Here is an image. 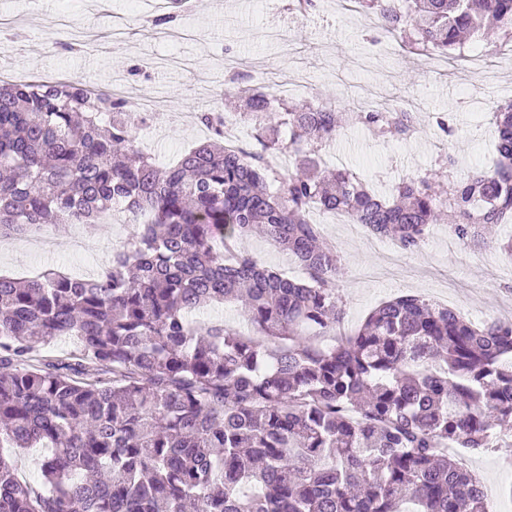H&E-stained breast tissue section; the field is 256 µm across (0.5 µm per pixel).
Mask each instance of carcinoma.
<instances>
[{"label":"carcinoma","mask_w":512,"mask_h":512,"mask_svg":"<svg viewBox=\"0 0 512 512\" xmlns=\"http://www.w3.org/2000/svg\"><path fill=\"white\" fill-rule=\"evenodd\" d=\"M355 4L416 55L494 23L512 41V0ZM232 81L259 148L227 146L214 105L196 115L212 137L171 167L140 149L130 102L0 81V238L114 212L135 226L93 277L0 275V448L46 449L48 486L0 453V512H486L485 483L448 446L512 436V322L406 295L337 338L336 247L308 215L342 211L412 253L445 208L448 234L481 245L512 223V99L492 113L493 170L459 178L442 154L381 195L326 171L322 151L346 126L407 139L420 113L285 104ZM256 229L306 277L241 250ZM229 301L253 333L192 318ZM61 336L75 355L35 358Z\"/></svg>","instance_id":"obj_1"}]
</instances>
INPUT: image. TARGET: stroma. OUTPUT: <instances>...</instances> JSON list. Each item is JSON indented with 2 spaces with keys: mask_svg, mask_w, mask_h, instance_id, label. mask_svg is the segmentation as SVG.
<instances>
[{
  "mask_svg": "<svg viewBox=\"0 0 512 512\" xmlns=\"http://www.w3.org/2000/svg\"><path fill=\"white\" fill-rule=\"evenodd\" d=\"M0 17L9 23L0 33V56L15 71L74 77L103 88L120 73L133 98L164 101L165 112L151 114L138 131L144 149L163 163L205 139L196 113L216 101L225 112L234 110L229 77L236 70L259 85L298 75L306 83L301 99L340 111L358 107L362 95L374 93L386 104L409 100L419 112L447 115L453 132L442 144L427 127L410 139L389 142L355 127L331 144L346 169L382 192L405 176L434 169L443 152L461 169L490 168L493 135L480 126L475 110L490 111L512 99V73L490 81L438 52L404 59L385 52L386 39L372 16L340 12L336 0H318L308 13L296 10L294 0H192L171 27L152 26L131 0L73 6L64 0H0ZM85 32L91 45L64 49V39ZM311 219L340 257L339 293L348 329L358 328L381 302L405 294L453 308L476 324L512 308V294L493 282L494 274L512 270V258L499 247L512 235V224L494 227L476 251L449 248L446 226L436 224L417 252L391 261L357 225L331 223L320 212ZM131 231L119 214L89 230L63 224L31 238L0 240V272L32 278L51 268L92 275ZM457 455L464 468L495 487L487 512H512V447L461 448Z\"/></svg>",
  "mask_w": 512,
  "mask_h": 512,
  "instance_id": "1",
  "label": "stroma"
}]
</instances>
